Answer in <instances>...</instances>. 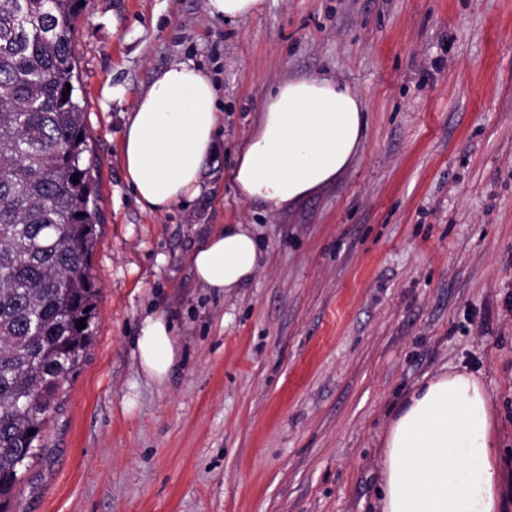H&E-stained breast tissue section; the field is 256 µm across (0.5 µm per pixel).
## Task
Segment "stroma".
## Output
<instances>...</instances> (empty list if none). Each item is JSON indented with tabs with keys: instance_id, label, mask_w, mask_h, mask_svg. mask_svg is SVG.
I'll return each mask as SVG.
<instances>
[{
	"instance_id": "35a3bbf8",
	"label": "stroma",
	"mask_w": 512,
	"mask_h": 512,
	"mask_svg": "<svg viewBox=\"0 0 512 512\" xmlns=\"http://www.w3.org/2000/svg\"><path fill=\"white\" fill-rule=\"evenodd\" d=\"M97 208L89 355L65 384L13 512H379L398 403L468 370L512 472V0H88L70 32ZM194 61L220 92L219 146L193 202L143 211L120 156L137 99ZM321 76L367 104L352 166L283 212L230 180L279 83ZM254 225L261 262L230 293L189 257ZM178 357L142 372L146 314ZM205 7L212 17L237 19L255 14L262 0H205Z\"/></svg>"
}]
</instances>
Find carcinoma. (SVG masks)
I'll return each mask as SVG.
<instances>
[{
    "mask_svg": "<svg viewBox=\"0 0 512 512\" xmlns=\"http://www.w3.org/2000/svg\"><path fill=\"white\" fill-rule=\"evenodd\" d=\"M85 2L0 0V512L87 358L96 316V209L69 38Z\"/></svg>",
    "mask_w": 512,
    "mask_h": 512,
    "instance_id": "carcinoma-1",
    "label": "carcinoma"
}]
</instances>
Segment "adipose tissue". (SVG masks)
<instances>
[{
    "label": "adipose tissue",
    "instance_id": "adipose-tissue-1",
    "mask_svg": "<svg viewBox=\"0 0 512 512\" xmlns=\"http://www.w3.org/2000/svg\"><path fill=\"white\" fill-rule=\"evenodd\" d=\"M222 114L213 82L194 62L159 72L138 99L121 139V158L142 210L164 214L195 199L205 160L216 150ZM362 97L336 81L304 77L278 84L241 144L232 171L237 195L284 211L335 182L366 137ZM254 230L228 224L193 252L195 279L230 292L256 274ZM139 365L164 381L177 349L164 315H147ZM491 397L468 371L432 376L398 405L383 440L381 512H504L512 478L499 463Z\"/></svg>",
    "mask_w": 512,
    "mask_h": 512
}]
</instances>
